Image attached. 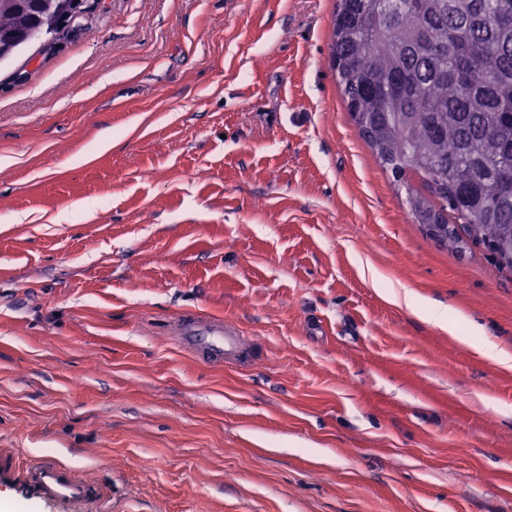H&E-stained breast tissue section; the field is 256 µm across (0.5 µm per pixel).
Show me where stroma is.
Wrapping results in <instances>:
<instances>
[{
    "instance_id": "1",
    "label": "stroma",
    "mask_w": 512,
    "mask_h": 512,
    "mask_svg": "<svg viewBox=\"0 0 512 512\" xmlns=\"http://www.w3.org/2000/svg\"><path fill=\"white\" fill-rule=\"evenodd\" d=\"M336 5L97 0L0 62V512H55L4 476L48 453L77 512H512V368L419 316L512 354V271L413 221ZM183 312L252 361L184 351Z\"/></svg>"
}]
</instances>
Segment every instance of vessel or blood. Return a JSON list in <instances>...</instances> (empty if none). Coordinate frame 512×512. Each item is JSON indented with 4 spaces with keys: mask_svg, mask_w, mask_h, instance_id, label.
Listing matches in <instances>:
<instances>
[{
    "mask_svg": "<svg viewBox=\"0 0 512 512\" xmlns=\"http://www.w3.org/2000/svg\"><path fill=\"white\" fill-rule=\"evenodd\" d=\"M174 334L189 349L213 363L236 360L244 352L239 329L220 319L184 316L175 322ZM12 480L37 488L44 498L63 507L91 494L90 486L80 474L50 455L44 456L35 467L14 473Z\"/></svg>",
    "mask_w": 512,
    "mask_h": 512,
    "instance_id": "vessel-or-blood-1",
    "label": "vessel or blood"
}]
</instances>
